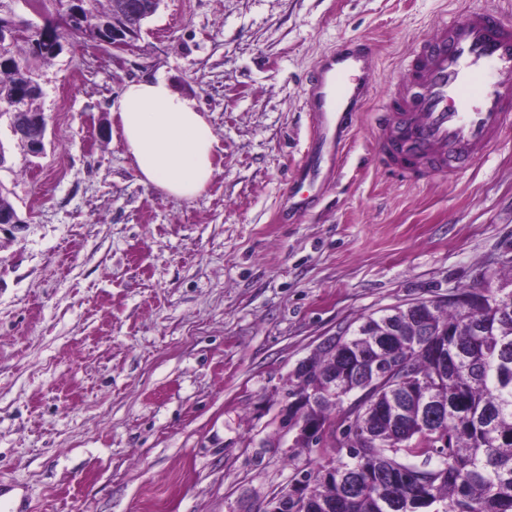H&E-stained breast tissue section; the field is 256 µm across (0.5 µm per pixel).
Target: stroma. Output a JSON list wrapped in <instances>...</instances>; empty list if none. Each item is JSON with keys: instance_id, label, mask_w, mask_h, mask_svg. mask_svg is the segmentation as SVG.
I'll return each instance as SVG.
<instances>
[{"instance_id": "stroma-1", "label": "stroma", "mask_w": 512, "mask_h": 512, "mask_svg": "<svg viewBox=\"0 0 512 512\" xmlns=\"http://www.w3.org/2000/svg\"><path fill=\"white\" fill-rule=\"evenodd\" d=\"M512 0H164L127 52L37 66L46 151L0 120V483L28 512H257L336 462L278 423L297 364L363 317L512 273V131L468 169L403 183L374 162L372 113L419 41ZM371 42L370 99L283 223L315 133L307 76ZM162 77L219 147L196 199L138 181L112 108Z\"/></svg>"}]
</instances>
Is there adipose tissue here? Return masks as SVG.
Wrapping results in <instances>:
<instances>
[{"label":"adipose tissue","instance_id":"adipose-tissue-1","mask_svg":"<svg viewBox=\"0 0 512 512\" xmlns=\"http://www.w3.org/2000/svg\"><path fill=\"white\" fill-rule=\"evenodd\" d=\"M115 128L142 184L184 200L197 197L216 168V139L198 103L162 78L127 83L113 109Z\"/></svg>","mask_w":512,"mask_h":512}]
</instances>
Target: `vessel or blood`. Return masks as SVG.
Wrapping results in <instances>:
<instances>
[{
    "mask_svg": "<svg viewBox=\"0 0 512 512\" xmlns=\"http://www.w3.org/2000/svg\"><path fill=\"white\" fill-rule=\"evenodd\" d=\"M371 44L357 42L326 57L311 73L310 110L319 127L297 178L307 191L290 211H309L322 163H334L346 133L370 95ZM375 158L406 182L464 169L512 129V22L494 10L469 8L421 41L405 78L374 114Z\"/></svg>",
    "mask_w": 512,
    "mask_h": 512,
    "instance_id": "b4317fda",
    "label": "vessel or blood"
}]
</instances>
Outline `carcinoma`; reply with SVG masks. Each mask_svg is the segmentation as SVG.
<instances>
[{
	"mask_svg": "<svg viewBox=\"0 0 512 512\" xmlns=\"http://www.w3.org/2000/svg\"><path fill=\"white\" fill-rule=\"evenodd\" d=\"M148 10L151 0H91L93 19L141 23L130 5ZM59 43L99 45L90 28L62 29ZM12 68H0V103L24 102L33 110V63L59 52L38 33L15 39ZM499 288L455 291L457 306L429 311L420 330L413 304L366 317L352 334L336 337V351L352 358L335 361L326 349L314 357L307 377L288 390L319 392L304 417L318 425L323 439L346 450L331 467L303 473L300 484L323 501L321 512H391L396 499L404 512H512V312L489 302ZM448 337V371L416 344L420 333ZM426 387L445 411L441 427L421 422L409 390ZM361 394L345 412L331 393ZM297 487L279 499L280 512H305Z\"/></svg>",
	"mask_w": 512,
	"mask_h": 512,
	"instance_id": "obj_1",
	"label": "carcinoma"
}]
</instances>
